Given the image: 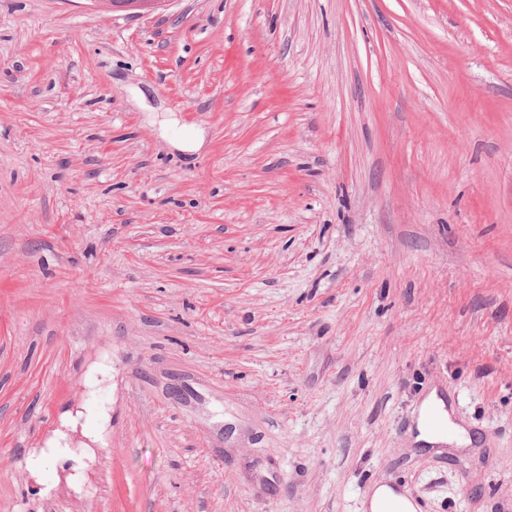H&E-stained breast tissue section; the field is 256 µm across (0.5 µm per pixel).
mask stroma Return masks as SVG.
Listing matches in <instances>:
<instances>
[{"label":"stroma","mask_w":512,"mask_h":512,"mask_svg":"<svg viewBox=\"0 0 512 512\" xmlns=\"http://www.w3.org/2000/svg\"><path fill=\"white\" fill-rule=\"evenodd\" d=\"M379 484L512 512V0H0V512ZM430 402V403H429ZM429 403V404H428ZM443 412L445 419L448 422V428H450L453 432L452 436L448 437V433L444 434V432L437 428H429L433 427L435 425H439L443 421V415L440 413L438 408ZM428 404V406H427ZM427 407V418H426V425L424 423V415ZM418 435L416 436V441L420 442L422 444L427 445H433V444H440L444 442H451V441H457L459 443L461 442H469V440L466 439V432L465 430L458 428L456 425H454L450 419L449 414L445 410V402L442 398L437 397L435 392H433L422 404L420 409V415L418 418V425H417Z\"/></svg>","instance_id":"obj_1"}]
</instances>
